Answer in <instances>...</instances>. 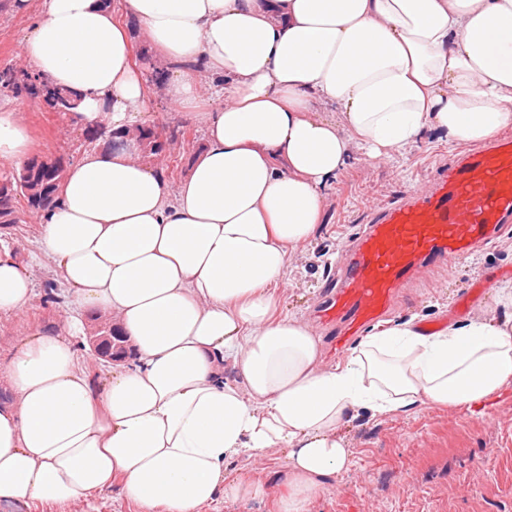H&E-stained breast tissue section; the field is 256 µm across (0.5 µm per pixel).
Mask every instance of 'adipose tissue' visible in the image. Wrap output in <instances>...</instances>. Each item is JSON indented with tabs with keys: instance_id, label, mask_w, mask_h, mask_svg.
<instances>
[{
	"instance_id": "1",
	"label": "adipose tissue",
	"mask_w": 512,
	"mask_h": 512,
	"mask_svg": "<svg viewBox=\"0 0 512 512\" xmlns=\"http://www.w3.org/2000/svg\"><path fill=\"white\" fill-rule=\"evenodd\" d=\"M31 3L19 59L78 95L72 124L118 132L149 110L136 30L164 99L206 140L174 187L137 148L83 152L35 217V253L0 246V315L30 309L45 262L68 294L59 323L29 325L0 366L13 395L0 502L84 506L117 482L136 512H202L268 493L225 461L282 452L278 512H308L350 464L353 413L484 410L512 386V318L431 333L390 321L329 365L271 294L354 152L378 161L429 129L479 145L512 127V0H121L123 24L111 0H13ZM25 107H0V162L16 170L55 150L35 144ZM91 310L131 349L96 387L78 352Z\"/></svg>"
}]
</instances>
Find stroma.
I'll use <instances>...</instances> for the list:
<instances>
[{
  "label": "stroma",
  "instance_id": "35a3bbf8",
  "mask_svg": "<svg viewBox=\"0 0 512 512\" xmlns=\"http://www.w3.org/2000/svg\"><path fill=\"white\" fill-rule=\"evenodd\" d=\"M34 15L0 0V70L17 65L20 42ZM152 107L138 123L165 131L187 129L189 144L167 157L169 184L186 174L205 143L194 116L171 111L156 79L148 81ZM28 122L36 138H54L57 154L74 162L88 148L82 129L32 102ZM458 145L425 132L404 155L365 162L353 153L331 184L324 219L313 238L291 257L285 281L273 294L282 313L312 319L323 290L332 282L344 246L369 223L375 210L421 189L453 161ZM512 279V233L486 250L462 256L447 273H427L404 288L391 308L392 321L411 316L426 325L458 322L487 313L493 290ZM32 314L55 322L67 290L50 265L34 269ZM351 451L349 470L326 483L310 512H512V389L496 397L484 414L421 407L410 414L362 413L342 429Z\"/></svg>",
  "mask_w": 512,
  "mask_h": 512
}]
</instances>
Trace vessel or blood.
Here are the masks:
<instances>
[{"mask_svg": "<svg viewBox=\"0 0 512 512\" xmlns=\"http://www.w3.org/2000/svg\"><path fill=\"white\" fill-rule=\"evenodd\" d=\"M512 226V137L458 154L427 188L381 209L354 239L322 313L345 345L429 268L494 244Z\"/></svg>", "mask_w": 512, "mask_h": 512, "instance_id": "1", "label": "vessel or blood"}]
</instances>
